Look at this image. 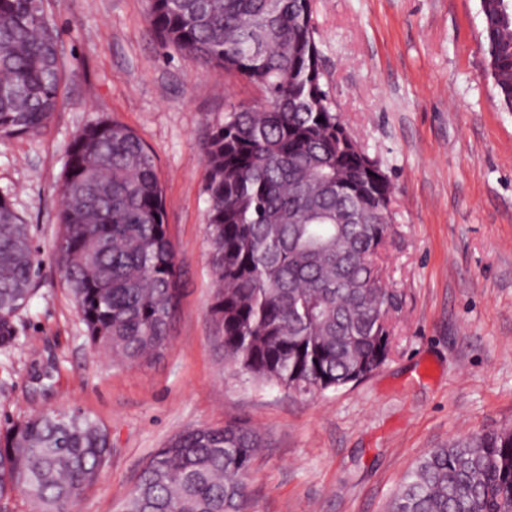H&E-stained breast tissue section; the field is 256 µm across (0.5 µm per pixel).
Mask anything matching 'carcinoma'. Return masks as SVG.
<instances>
[{
    "instance_id": "obj_1",
    "label": "carcinoma",
    "mask_w": 512,
    "mask_h": 512,
    "mask_svg": "<svg viewBox=\"0 0 512 512\" xmlns=\"http://www.w3.org/2000/svg\"><path fill=\"white\" fill-rule=\"evenodd\" d=\"M43 0H0V139L40 134L62 82ZM486 71L512 111V0H479ZM160 43L247 80L265 108L239 105L203 153L216 289L209 307L224 365L305 397L356 384L392 347L395 293L373 260L391 233L393 186L323 88L311 0H151ZM323 121H318V118ZM55 251L92 346L130 366L172 341L180 273L156 156L102 119L75 135L59 187ZM32 226L0 194V348L38 274ZM261 437L238 421L157 449L121 512H249ZM112 452L79 412L0 430V501L75 512ZM386 512H512V430L472 433L422 454Z\"/></svg>"
}]
</instances>
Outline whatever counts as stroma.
I'll return each instance as SVG.
<instances>
[{"instance_id": "stroma-1", "label": "stroma", "mask_w": 512, "mask_h": 512, "mask_svg": "<svg viewBox=\"0 0 512 512\" xmlns=\"http://www.w3.org/2000/svg\"><path fill=\"white\" fill-rule=\"evenodd\" d=\"M148 0H50L63 106L37 136L0 140V192L32 224L39 275L0 349V428L77 409L112 458L77 512H119L149 456L198 426L245 422L263 446L251 512H386L419 456L512 426V112L484 77L478 0H313L323 84L393 185L383 254L398 309L371 377L313 398L225 370L208 308L202 147L240 78L162 47ZM154 152L181 272L171 347L131 368L91 347L54 259L70 142L102 117Z\"/></svg>"}]
</instances>
